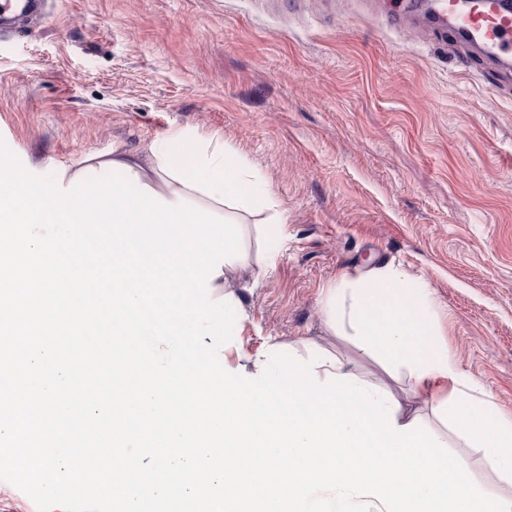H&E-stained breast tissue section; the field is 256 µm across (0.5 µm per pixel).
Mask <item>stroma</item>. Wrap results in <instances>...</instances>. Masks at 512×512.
<instances>
[{
    "instance_id": "35a3bbf8",
    "label": "stroma",
    "mask_w": 512,
    "mask_h": 512,
    "mask_svg": "<svg viewBox=\"0 0 512 512\" xmlns=\"http://www.w3.org/2000/svg\"><path fill=\"white\" fill-rule=\"evenodd\" d=\"M181 129L223 139L279 203L224 270L230 366L315 343L410 400L321 305L341 273L392 264L434 301L429 344L512 419V71L413 0H44L0 32V139L20 161Z\"/></svg>"
}]
</instances>
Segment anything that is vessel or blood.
Masks as SVG:
<instances>
[{
    "label": "vessel or blood",
    "mask_w": 512,
    "mask_h": 512,
    "mask_svg": "<svg viewBox=\"0 0 512 512\" xmlns=\"http://www.w3.org/2000/svg\"><path fill=\"white\" fill-rule=\"evenodd\" d=\"M438 17L454 20L459 45L476 50L487 58L512 61V11L485 8L482 0H437Z\"/></svg>",
    "instance_id": "b4317fda"
}]
</instances>
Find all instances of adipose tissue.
<instances>
[{
    "label": "adipose tissue",
    "mask_w": 512,
    "mask_h": 512,
    "mask_svg": "<svg viewBox=\"0 0 512 512\" xmlns=\"http://www.w3.org/2000/svg\"><path fill=\"white\" fill-rule=\"evenodd\" d=\"M172 138L178 142L190 139L185 131L173 133ZM193 142L196 173L192 176L166 147L152 143L130 150L120 142L105 153L81 154L52 164L51 174L67 184L106 163L114 170L130 168L142 186L172 203L186 198L231 219L242 211L275 209L271 191L245 192V185L258 182L259 176L244 165L230 163L222 139L200 137ZM415 288V282L394 266L341 276L323 290L328 329L334 336H357L360 350L387 366L405 368L412 392L424 397L435 417L433 429L440 441L456 434L477 449L502 481L512 485V421L500 420L492 407L476 396L471 380L447 355L435 351L411 357L406 353L408 336L427 334L431 326L427 314L415 324L401 317Z\"/></svg>",
    "instance_id": "adipose-tissue-1"
}]
</instances>
